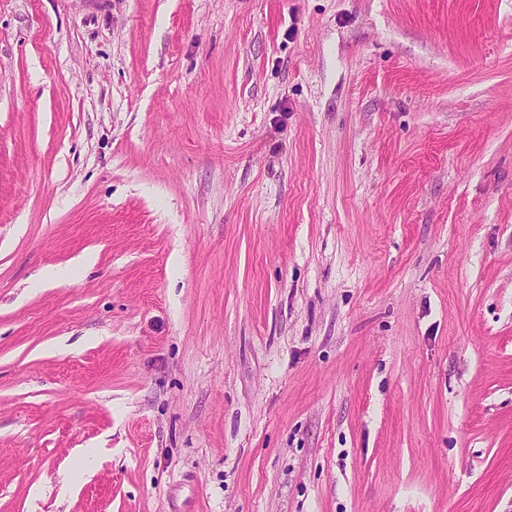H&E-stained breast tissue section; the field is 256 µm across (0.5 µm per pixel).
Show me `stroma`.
<instances>
[{"label": "stroma", "instance_id": "stroma-1", "mask_svg": "<svg viewBox=\"0 0 512 512\" xmlns=\"http://www.w3.org/2000/svg\"><path fill=\"white\" fill-rule=\"evenodd\" d=\"M0 512H512V0H0Z\"/></svg>", "mask_w": 512, "mask_h": 512}]
</instances>
